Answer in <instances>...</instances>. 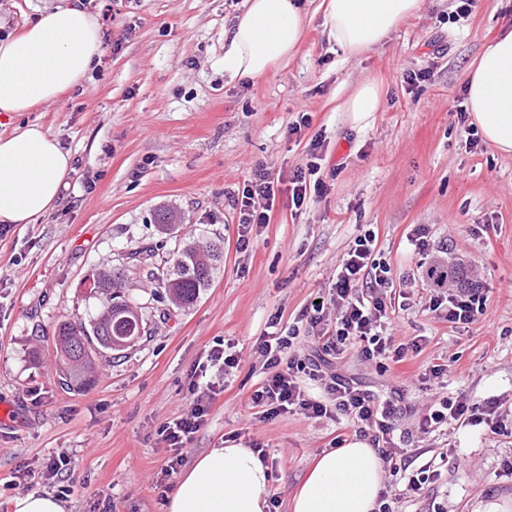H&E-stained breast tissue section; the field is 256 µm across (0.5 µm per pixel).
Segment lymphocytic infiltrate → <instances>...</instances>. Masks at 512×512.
I'll use <instances>...</instances> for the list:
<instances>
[{
	"label": "lymphocytic infiltrate",
	"mask_w": 512,
	"mask_h": 512,
	"mask_svg": "<svg viewBox=\"0 0 512 512\" xmlns=\"http://www.w3.org/2000/svg\"><path fill=\"white\" fill-rule=\"evenodd\" d=\"M280 191L279 179L266 168L252 170L245 181L239 206L238 242L248 248L253 225L268 223L269 213ZM376 236L365 231L357 236L345 258L336 267V280L329 301L312 303L302 315L303 326H289L287 332L262 336L257 351L269 374L251 395L253 406L264 408L266 417L299 413L309 418L344 416L359 433L369 437L390 474L404 471L407 449L394 440L401 408L391 398L355 385L333 372L322 370L319 362L306 356L304 345L318 348L324 355L339 356L346 349H356L365 360H388L398 365L408 351H419L418 341L394 345L387 322V290L392 287L389 265L374 256ZM433 289L428 308L441 313L448 323H477L486 306V296L476 285L462 286L448 278V266L433 260L425 270ZM334 307L336 317L327 320V307ZM241 355L233 343L217 340L203 362L197 363L189 382L191 399L187 411L158 430L171 454L161 469L162 478L177 473L194 436L206 424L211 408L224 392L223 376L237 368ZM216 378H209V371ZM319 382L325 397H311L302 387V378ZM485 424L498 431L503 418L495 400L468 403L464 396L435 400L417 424L420 433L429 434L451 424Z\"/></svg>",
	"instance_id": "obj_1"
}]
</instances>
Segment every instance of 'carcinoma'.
Here are the masks:
<instances>
[{"instance_id":"carcinoma-1","label":"carcinoma","mask_w":512,"mask_h":512,"mask_svg":"<svg viewBox=\"0 0 512 512\" xmlns=\"http://www.w3.org/2000/svg\"><path fill=\"white\" fill-rule=\"evenodd\" d=\"M160 233L179 231L173 214L160 209L156 213ZM224 248L219 244L200 246L186 242L172 253L173 270L162 281L171 303L177 308L195 304L201 291L208 287L214 271L223 262ZM103 295L96 318L83 322L63 321L55 330L60 356L59 383L70 390L87 389L95 383V356L106 349L121 352L133 346L145 332L142 318L123 294L124 276L119 269L101 272L94 280Z\"/></svg>"}]
</instances>
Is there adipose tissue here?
Returning a JSON list of instances; mask_svg holds the SVG:
<instances>
[{
	"label": "adipose tissue",
	"mask_w": 512,
	"mask_h": 512,
	"mask_svg": "<svg viewBox=\"0 0 512 512\" xmlns=\"http://www.w3.org/2000/svg\"><path fill=\"white\" fill-rule=\"evenodd\" d=\"M424 0H322V26L348 58L381 46ZM306 16L297 0H246L225 35L224 71L255 80L299 48ZM98 21L82 7L57 6L17 37L0 42V112H29L77 87L96 63ZM467 108L484 140L512 154V31L494 37L473 61ZM72 157L38 123L0 135V222L29 224L53 209ZM382 462L368 441L322 453L303 476L290 512H375ZM271 471L249 448H214L175 479L167 512H268Z\"/></svg>",
	"instance_id": "adipose-tissue-1"
}]
</instances>
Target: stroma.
I'll return each instance as SVG.
<instances>
[{
  "mask_svg": "<svg viewBox=\"0 0 512 512\" xmlns=\"http://www.w3.org/2000/svg\"><path fill=\"white\" fill-rule=\"evenodd\" d=\"M65 0H0V41L23 32ZM100 22L98 65L80 87L30 112H0V134L41 124L72 156L61 197L30 224L0 237V512L24 490L46 491L43 464L72 451L73 492L64 512H166L171 484H159L168 458L158 428L189 404L190 373L214 341L241 352L189 458L213 448L260 444L267 452L271 512H288L301 477L322 451L355 439L347 420L293 413L261 418L249 406L263 377L256 339L272 317L294 324L311 300L329 297L336 267L355 237L376 235V256L403 295L388 313L396 342L423 337L420 352L390 368L348 350L332 371L400 399L401 447L421 449L409 468L453 454L418 492L386 476L391 512H512V156L460 133L453 102L465 94L470 64L512 28V0H478L449 22L455 0H425L379 48L342 59L322 27L321 0H301L309 17L298 52L244 84L224 74V33L244 0H80ZM434 67L432 81L409 87L406 72ZM381 82L376 112L351 122L342 105L364 82ZM308 127L290 128L300 117ZM321 158L322 194L301 208L280 195L268 224L240 250L238 213L245 175L264 166L289 179L310 151ZM171 210L198 244H224V264L198 301L173 308L161 280L178 239L157 231ZM430 229L434 249L465 260L487 296L473 325L454 327L431 312L420 279L423 256L410 239ZM153 244L148 263L128 254ZM125 271V293L146 331L123 353L102 351L97 382L60 387L54 329L89 322L99 296L95 274ZM445 368L437 392L418 373ZM496 398L505 429L451 425L430 434L417 420L434 395ZM24 486H15L16 478Z\"/></svg>",
  "mask_w": 512,
  "mask_h": 512,
  "instance_id": "stroma-1",
  "label": "stroma"
}]
</instances>
